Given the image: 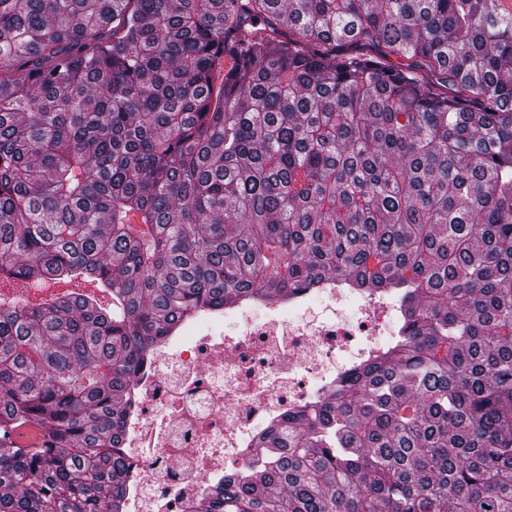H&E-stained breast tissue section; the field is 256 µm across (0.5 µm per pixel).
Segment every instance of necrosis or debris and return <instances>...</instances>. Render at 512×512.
<instances>
[{
  "label": "necrosis or debris",
  "mask_w": 512,
  "mask_h": 512,
  "mask_svg": "<svg viewBox=\"0 0 512 512\" xmlns=\"http://www.w3.org/2000/svg\"><path fill=\"white\" fill-rule=\"evenodd\" d=\"M319 303L296 295L293 317L281 303L263 319L237 310L230 332L160 346L133 385L127 417V512H197L223 479L259 461L261 436L288 411L320 400L389 328L392 304L322 282Z\"/></svg>",
  "instance_id": "1"
}]
</instances>
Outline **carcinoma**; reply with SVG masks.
<instances>
[{
  "instance_id": "cac0c4a2",
  "label": "carcinoma",
  "mask_w": 512,
  "mask_h": 512,
  "mask_svg": "<svg viewBox=\"0 0 512 512\" xmlns=\"http://www.w3.org/2000/svg\"><path fill=\"white\" fill-rule=\"evenodd\" d=\"M329 276L396 335L205 512H512L498 0H0V280L112 295L0 305V512H122L150 350Z\"/></svg>"
}]
</instances>
